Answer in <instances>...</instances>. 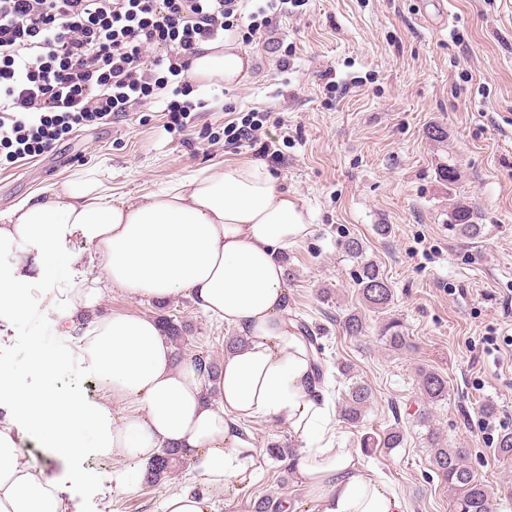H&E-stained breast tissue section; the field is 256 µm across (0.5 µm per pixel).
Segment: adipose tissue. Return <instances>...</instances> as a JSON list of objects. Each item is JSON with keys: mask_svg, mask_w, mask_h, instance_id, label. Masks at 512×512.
<instances>
[{"mask_svg": "<svg viewBox=\"0 0 512 512\" xmlns=\"http://www.w3.org/2000/svg\"><path fill=\"white\" fill-rule=\"evenodd\" d=\"M252 59L237 34L204 42L193 62L200 82L245 83ZM311 214L279 187L270 167L242 160L179 181L169 191L113 194L89 172L49 197L33 193L0 213V246L34 242L0 272V310L23 317L25 283L76 263L62 251L66 233L91 248L99 272L85 279L59 318L77 332L70 355L35 339L31 367L52 377L78 359L105 393L101 403L60 396L52 384H12L0 363V512H64L59 486L24 454L15 432L26 420L42 447L71 458L86 452L131 464L130 490L166 449L189 461L194 485L172 492L162 512H214L213 493L251 484L261 457L246 423L282 422L302 441L292 461L316 512H406L403 499L349 448L329 438L335 413L314 378L306 342L289 323L278 254L310 233ZM160 302L185 294L211 318L234 328L242 345L224 356L217 376L175 362L156 319L104 313L105 289ZM125 405L121 417L112 407Z\"/></svg>", "mask_w": 512, "mask_h": 512, "instance_id": "obj_1", "label": "adipose tissue"}]
</instances>
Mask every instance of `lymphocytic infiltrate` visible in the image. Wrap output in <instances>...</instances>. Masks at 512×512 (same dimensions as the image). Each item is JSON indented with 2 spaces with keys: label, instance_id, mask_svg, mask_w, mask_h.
<instances>
[{
  "label": "lymphocytic infiltrate",
  "instance_id": "lymphocytic-infiltrate-1",
  "mask_svg": "<svg viewBox=\"0 0 512 512\" xmlns=\"http://www.w3.org/2000/svg\"><path fill=\"white\" fill-rule=\"evenodd\" d=\"M300 0H0V155L38 157L75 128L109 125L165 99L186 130L207 102L192 97L200 43L243 29L264 42ZM166 47L150 57L151 49Z\"/></svg>",
  "mask_w": 512,
  "mask_h": 512
}]
</instances>
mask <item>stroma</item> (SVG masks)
I'll return each mask as SVG.
<instances>
[{
	"instance_id": "1",
	"label": "stroma",
	"mask_w": 512,
	"mask_h": 512,
	"mask_svg": "<svg viewBox=\"0 0 512 512\" xmlns=\"http://www.w3.org/2000/svg\"><path fill=\"white\" fill-rule=\"evenodd\" d=\"M441 6L448 11L444 27H430L423 13ZM275 26V42L249 46L244 86L197 87L209 105L194 127L166 130L164 105L156 102L118 124L77 128L51 153L0 167V212L88 171L115 192L144 194L254 158L225 130L248 112L270 111L263 137L279 156L272 168L312 213L309 236L283 256L291 272L287 310L319 338L333 404L346 389L339 379L344 365L373 391L359 424L337 419L334 444L358 450L360 463L383 474L409 512H452L425 440L428 428H436L450 447L468 450L476 478L491 493L492 512H512V461L497 452L501 434L512 431V0H307ZM284 53L283 72L276 62ZM328 69L331 85L322 77ZM434 125L443 139L428 137ZM449 166L457 171L451 183L441 178ZM460 201L483 224L480 237H464L450 225ZM380 224L389 225L387 235L377 234ZM350 237L361 240L393 288L389 313L403 323L406 351L388 349L379 314L359 297L357 262L343 248ZM67 250L83 262L28 282L24 319L0 311V358L12 365L19 389L43 382L27 364L34 337L64 352L76 349L58 319L89 268L90 248L74 237ZM102 310L180 316L191 326L186 359L205 349L223 360L233 334L184 295L161 307L112 291ZM350 312L366 321L365 336L342 333L339 321ZM488 337L498 353L485 352ZM422 367L447 378L446 401L427 404L416 386ZM425 408L427 428L417 419ZM488 415L500 429H484ZM394 427L403 433L400 447L360 452L362 436L380 438ZM20 429L30 460L59 479L64 512H161L165 498L189 482L184 463L171 478L125 492L115 483L124 462L91 453L59 459L37 447L28 423ZM266 495L290 500L297 512L315 509L299 480L266 457L250 486L214 494V512H251V501Z\"/></svg>"
}]
</instances>
